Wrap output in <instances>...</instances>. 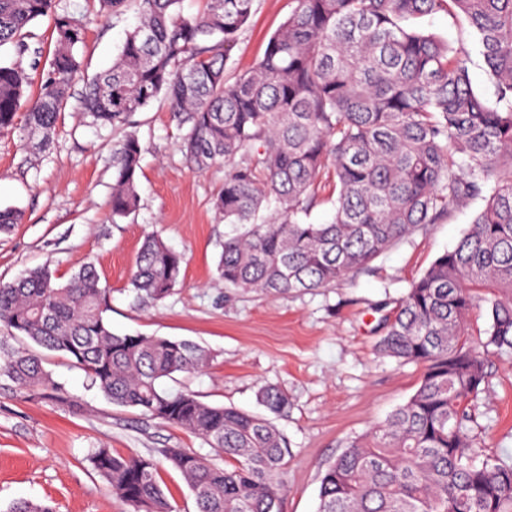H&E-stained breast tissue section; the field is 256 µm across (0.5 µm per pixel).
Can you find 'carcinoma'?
<instances>
[{
  "label": "carcinoma",
  "instance_id": "carcinoma-1",
  "mask_svg": "<svg viewBox=\"0 0 512 512\" xmlns=\"http://www.w3.org/2000/svg\"><path fill=\"white\" fill-rule=\"evenodd\" d=\"M119 14L133 2L140 23L112 66L87 84L83 109L121 127L164 98L186 129L182 150L197 169L228 167L213 200L224 223L217 270L227 288L270 295L329 288L395 243L480 200L471 227L412 283L379 348L424 365L418 389L329 463L319 512H512V463L479 459L469 403L488 384L485 357L470 345L468 318L485 305L484 350L512 351V0H293L288 18L247 71L227 63L256 0H97ZM53 0H0V48L28 50L26 27ZM444 12L473 34L495 87L493 104L472 86L470 56L412 25ZM55 48L37 98L18 62L0 64V133L24 117L31 148H48L80 71L86 18L56 17ZM142 147L125 133L113 152L112 217L139 206ZM332 204L331 219L310 221ZM0 209V233L22 222ZM183 257L144 238L129 279L141 300L166 298ZM109 289L91 263L64 284L46 267L0 282V325L9 337L67 357L112 403L203 437L220 465L186 448L163 456L190 484L198 512H279L288 441L264 415L204 403L159 381L196 373L210 354L187 340L119 334L106 317ZM0 377L53 397L37 353L0 336ZM258 400L282 416L288 397L264 385ZM93 465L132 512H172L159 464L108 448Z\"/></svg>",
  "mask_w": 512,
  "mask_h": 512
}]
</instances>
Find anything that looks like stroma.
Wrapping results in <instances>:
<instances>
[{"instance_id":"stroma-1","label":"stroma","mask_w":512,"mask_h":512,"mask_svg":"<svg viewBox=\"0 0 512 512\" xmlns=\"http://www.w3.org/2000/svg\"><path fill=\"white\" fill-rule=\"evenodd\" d=\"M292 8L291 0H256L228 63L229 75L262 57ZM67 13L88 15L89 24L78 49L82 67L50 148L35 156L19 132L0 134V209L24 215L10 233L0 234V281L46 266L64 282L80 265L93 263L102 284L112 290L108 318L114 332L187 339L210 352L207 368L174 374L165 388L256 413L259 386H278L290 403L287 416L275 421L290 446L279 509L318 512L325 464L417 390L423 366L382 356L377 344L411 281L455 247L480 202L454 204L447 220L426 225L334 287L278 296L225 287L217 262L234 227L212 207L224 167L200 171L186 159L183 131L163 102L130 119L143 148L140 203L129 217H112V153L123 133L93 124L81 97L86 80L111 64L138 25L136 6L97 16L90 0H56L53 13L31 25L29 52L19 58L4 47L0 61H21L32 80L40 81L54 49L55 18ZM417 25L464 48L474 88L493 98L494 86L472 34L443 12L424 16ZM150 232L184 258L179 284L157 303L137 300L128 288L136 254ZM43 358L59 388L56 398L0 378V512L17 501L49 504L56 512H129L92 465L100 448L158 460L173 512H197L193 492L164 462L162 451L188 448L208 456L209 445L193 433L112 404L60 354L47 351ZM486 364L489 386L475 403L471 433L482 457L508 462L512 352H490Z\"/></svg>"}]
</instances>
